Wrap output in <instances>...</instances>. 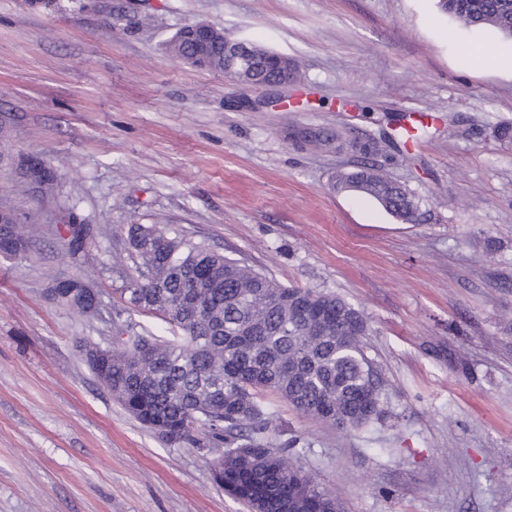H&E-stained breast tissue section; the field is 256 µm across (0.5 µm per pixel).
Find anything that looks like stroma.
<instances>
[{"instance_id": "35a3bbf8", "label": "stroma", "mask_w": 512, "mask_h": 512, "mask_svg": "<svg viewBox=\"0 0 512 512\" xmlns=\"http://www.w3.org/2000/svg\"><path fill=\"white\" fill-rule=\"evenodd\" d=\"M436 3L0 0V201L39 229L27 257L0 255V512H249L214 482L220 448L162 441L80 357L81 339L130 323L170 336L125 311L130 224L179 229L366 318L384 421L345 431L274 406V450L345 512H512V142L495 134L512 123V40ZM193 22L294 57L300 80L246 92L171 58L166 40ZM385 112L428 127L376 159L420 198L416 224L330 190L353 152L287 138L299 125L378 137ZM20 158L56 173L46 196ZM73 224L91 230L74 262ZM77 272L102 319L54 300Z\"/></svg>"}]
</instances>
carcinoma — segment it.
Here are the masks:
<instances>
[{
	"mask_svg": "<svg viewBox=\"0 0 512 512\" xmlns=\"http://www.w3.org/2000/svg\"><path fill=\"white\" fill-rule=\"evenodd\" d=\"M439 9L466 28H489L512 38V0H437ZM189 26L166 42L174 59L224 72V38L212 32L205 55L187 38ZM262 48L245 69L257 81L275 76ZM338 139L314 128L309 146L322 150ZM382 151L367 138L362 161L338 170L332 189L352 190L377 201L404 224H417L421 203L369 162ZM25 224L0 227V252L32 246ZM133 254L128 309L160 315L174 336L159 340L132 332L99 365L103 345L88 341L82 357L121 406L166 441L199 439L224 445L218 480L224 491L255 512H341L332 491L315 484L286 455L270 446L271 400L339 429H359L384 416L387 400L364 351L368 324L332 292L290 288L244 260L157 224H131ZM89 244L76 231L64 255L75 259ZM85 278L58 280L60 300L86 313L70 296Z\"/></svg>",
	"mask_w": 512,
	"mask_h": 512,
	"instance_id": "cac0c4a2",
	"label": "carcinoma"
}]
</instances>
